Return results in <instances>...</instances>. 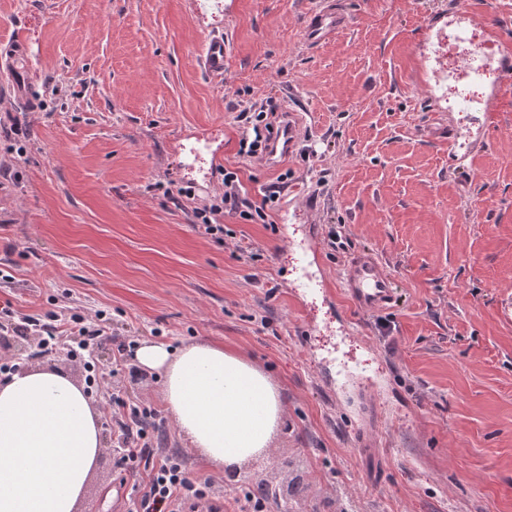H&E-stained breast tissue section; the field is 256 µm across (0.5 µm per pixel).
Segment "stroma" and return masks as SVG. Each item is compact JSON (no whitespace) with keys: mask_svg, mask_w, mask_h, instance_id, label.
Returning <instances> with one entry per match:
<instances>
[{"mask_svg":"<svg viewBox=\"0 0 512 512\" xmlns=\"http://www.w3.org/2000/svg\"><path fill=\"white\" fill-rule=\"evenodd\" d=\"M318 0H227L198 14L191 0H0V43L32 45L23 77L0 71V307L30 315L105 311L114 339L178 347L224 344L264 372L284 416L268 448L244 463L260 478H301L294 512H512V82L492 118L419 107L416 68L447 92L455 79L433 50L463 21L512 34V0H340L350 25L309 45L301 19ZM224 36V74L201 52ZM269 104L305 111L293 157L269 167L240 152L237 116ZM445 121L463 159L425 134ZM210 148L200 159L197 137ZM236 172L250 200L277 198L264 221L224 215L223 236L194 222ZM194 199L173 198L172 186ZM318 227L329 299H310L321 345L333 307L348 301L336 270L352 252L377 254L401 298L353 315L380 351L370 381L331 392L314 363L288 288L298 253L288 240ZM0 355L84 383V360ZM93 395L145 399L165 410L163 379L112 345ZM164 451L190 480L225 490L174 422ZM124 474L103 448L77 512H117Z\"/></svg>","mask_w":512,"mask_h":512,"instance_id":"obj_1","label":"stroma"}]
</instances>
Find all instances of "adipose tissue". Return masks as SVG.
Listing matches in <instances>:
<instances>
[{"label": "adipose tissue", "mask_w": 512, "mask_h": 512, "mask_svg": "<svg viewBox=\"0 0 512 512\" xmlns=\"http://www.w3.org/2000/svg\"><path fill=\"white\" fill-rule=\"evenodd\" d=\"M138 364L164 377L167 409L206 464H241L264 451L283 414L268 377L223 345L179 349L142 341ZM102 448L83 387L55 370L0 381V512H75Z\"/></svg>", "instance_id": "ef3b65f1"}]
</instances>
